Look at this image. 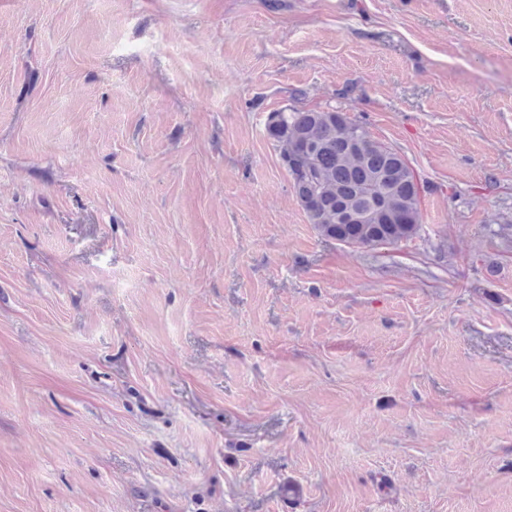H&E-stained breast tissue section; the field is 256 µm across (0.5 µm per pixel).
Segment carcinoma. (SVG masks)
<instances>
[{"mask_svg": "<svg viewBox=\"0 0 512 512\" xmlns=\"http://www.w3.org/2000/svg\"><path fill=\"white\" fill-rule=\"evenodd\" d=\"M266 130L321 236L374 249L418 234L414 171L399 152L370 139L362 124L333 109L292 107L270 113ZM362 209L367 217L360 223H339Z\"/></svg>", "mask_w": 512, "mask_h": 512, "instance_id": "obj_1", "label": "carcinoma"}]
</instances>
